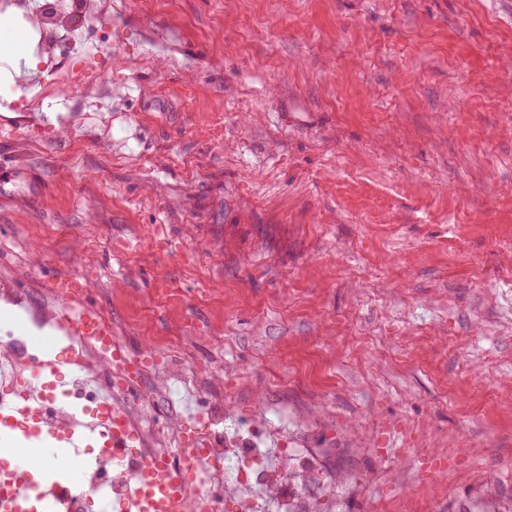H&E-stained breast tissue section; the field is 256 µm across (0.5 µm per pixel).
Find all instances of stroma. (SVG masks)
I'll list each match as a JSON object with an SVG mask.
<instances>
[{"label":"stroma","instance_id":"35a3bbf8","mask_svg":"<svg viewBox=\"0 0 512 512\" xmlns=\"http://www.w3.org/2000/svg\"><path fill=\"white\" fill-rule=\"evenodd\" d=\"M110 114L0 75V268L83 275L128 354L256 442L332 448L323 512H512V18L487 0H137Z\"/></svg>","mask_w":512,"mask_h":512}]
</instances>
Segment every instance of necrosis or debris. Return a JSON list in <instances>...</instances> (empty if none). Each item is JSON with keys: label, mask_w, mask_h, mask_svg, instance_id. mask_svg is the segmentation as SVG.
Returning a JSON list of instances; mask_svg holds the SVG:
<instances>
[{"label": "necrosis or debris", "mask_w": 512, "mask_h": 512, "mask_svg": "<svg viewBox=\"0 0 512 512\" xmlns=\"http://www.w3.org/2000/svg\"><path fill=\"white\" fill-rule=\"evenodd\" d=\"M114 7L113 0H0V11L11 12L24 23L47 72L40 89L26 97L27 106L36 109L50 99L65 112L74 98L105 94L103 76L93 60L122 44L112 27ZM85 21L97 28L95 42H87L83 34ZM78 351V368L66 379L59 398L33 377L28 336H0V401L14 400L23 390L32 394L51 435L70 433L78 426L68 404L96 410L105 403L136 436L137 446L125 459H113L102 450L88 461L74 459V491L60 504V512H88V495L93 491L102 492L110 512H134L138 472L151 459L183 471L182 491L196 512H320L346 480L345 475L326 473L315 453L289 447L286 428H271L267 447L253 448L238 430L215 437L217 419L209 412L191 415L199 452L185 457L181 451L185 430L155 424L151 411L156 397L171 399L191 390V371L154 377L142 361L138 364L142 382L136 385L123 366L106 367L95 346L82 343Z\"/></svg>", "instance_id": "4bbe7bcc"}]
</instances>
